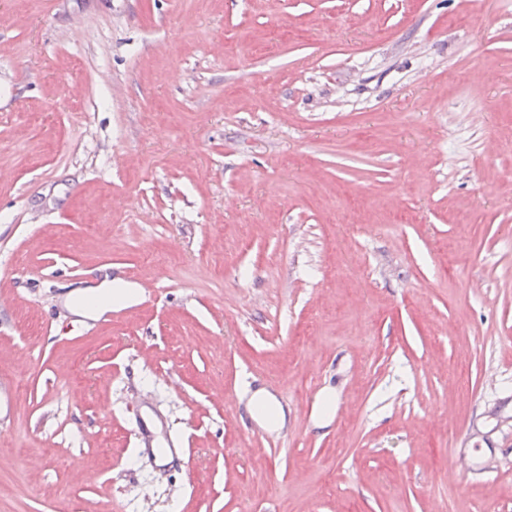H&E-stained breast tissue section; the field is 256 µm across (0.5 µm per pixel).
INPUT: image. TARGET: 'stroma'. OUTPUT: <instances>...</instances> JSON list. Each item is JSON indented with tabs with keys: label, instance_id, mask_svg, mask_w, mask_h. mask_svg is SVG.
<instances>
[{
	"label": "stroma",
	"instance_id": "35a3bbf8",
	"mask_svg": "<svg viewBox=\"0 0 512 512\" xmlns=\"http://www.w3.org/2000/svg\"><path fill=\"white\" fill-rule=\"evenodd\" d=\"M1 170L0 512H512V0H0ZM86 295H97L101 297H112L116 296V300H128L132 296L131 287L119 279L115 280H104L97 285L89 286L87 289L78 291L74 297H72L71 303L77 314L91 318L93 320H99L103 318L110 310L111 306L108 303L99 305L96 308L88 309L77 304V298ZM248 410L252 417L258 422L266 425L267 428L271 429H280L283 427L285 422V415L280 404L275 400V398L267 392L265 389H259L250 395L248 399ZM267 405L273 406L277 410V420L274 423H269L264 417L258 415L255 412V407L261 410H265ZM451 470L462 479H467L475 473H482L487 467V459L475 448L469 455L463 453L450 459Z\"/></svg>",
	"mask_w": 512,
	"mask_h": 512
}]
</instances>
